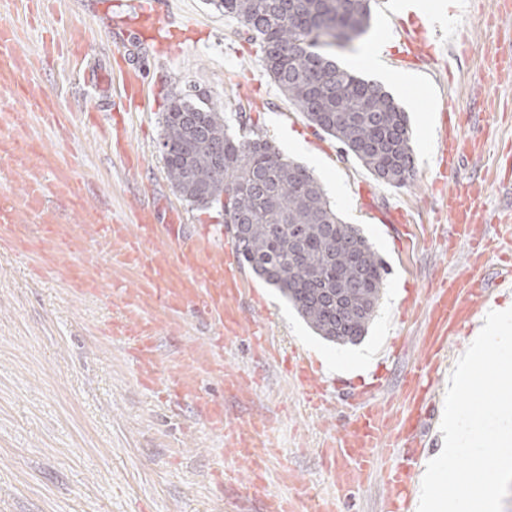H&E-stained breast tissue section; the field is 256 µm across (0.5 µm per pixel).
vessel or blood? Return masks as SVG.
Masks as SVG:
<instances>
[{
    "instance_id": "obj_1",
    "label": "vessel or blood",
    "mask_w": 512,
    "mask_h": 512,
    "mask_svg": "<svg viewBox=\"0 0 512 512\" xmlns=\"http://www.w3.org/2000/svg\"><path fill=\"white\" fill-rule=\"evenodd\" d=\"M17 57L13 30L8 21L0 22V81L17 79V68L10 62ZM431 65L436 56L430 51L418 28L403 29L396 64L409 61ZM25 115L21 112H1L0 128H15L16 136L9 149L0 155L10 166L26 170L28 177L22 191L12 201L0 205V240L16 244L20 229L19 217H38L40 224L35 238L39 274L55 272L61 256L77 257L68 274L73 292L89 293V278L80 258L87 248L108 253L115 262L135 270L140 286L128 299V313L114 321L111 332L127 345L136 374L141 383L160 398L198 401L199 410L209 428L221 435L227 448L232 449L234 465L231 479H245L253 496L263 504V512H303V502L288 500L273 494L261 473L262 459L258 448L265 442L256 427L234 423L228 418L223 403L199 401L197 389L186 375L161 381L158 367L159 327L157 311L171 314L186 306H202L219 332L233 339L238 335L240 319L236 301L243 292L239 277V256L235 246L217 248L215 230L194 235L185 231L176 215H169L167 230L179 242L176 257L162 252L145 253L144 246L154 240L156 226L152 214L140 211L136 228L112 223L104 211L93 205L83 187L72 181L56 156L46 153L22 135ZM439 149L449 162L461 155H476V148L462 146L457 132L445 128ZM64 201L70 212L78 214L82 223L74 227L60 223L51 208L52 201ZM478 186L448 191V212L453 218L452 241L478 245L480 215ZM497 288H512V264L487 276L482 265H473L466 274L449 277L440 289L431 311L432 330L423 343L422 356L407 369L402 386L411 393L434 394L438 372L452 365L451 351L462 339L467 325L478 315L483 299ZM221 341L206 343L192 357L193 364L206 370L223 363ZM298 385L306 400L316 407L326 406L329 398L327 380L317 374L303 352H296ZM351 409L338 437L323 448L325 470L332 485L331 495L318 498L317 512H334L338 500L351 497L371 477H379L384 495L381 512H408L410 490L419 475L420 454L412 446L418 443L419 429L426 416L424 405H415L408 423L395 427L388 408L374 402L368 391L354 387L345 393Z\"/></svg>"
}]
</instances>
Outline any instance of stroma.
Wrapping results in <instances>:
<instances>
[{
	"label": "stroma",
	"mask_w": 512,
	"mask_h": 512,
	"mask_svg": "<svg viewBox=\"0 0 512 512\" xmlns=\"http://www.w3.org/2000/svg\"><path fill=\"white\" fill-rule=\"evenodd\" d=\"M116 0H14L7 14L19 47L32 65L24 82L54 95L67 113L63 129L30 114L26 131L66 161H78L86 192L108 216L136 221L138 206H159L160 217L178 211L199 230L223 224L221 204L199 207L183 200L169 181L161 150L162 114L178 89L194 84L208 105L224 112L230 132L255 125L290 159L311 169L325 186L340 218L355 225L382 260L385 289L366 336L338 345L317 336L280 291L244 270L243 316L265 320L281 358L303 349L314 361L350 357L374 345L383 356L374 375L382 381L377 401L403 399L402 376L418 358L429 332L436 288L467 270L468 244L448 246L451 219L436 188L442 178L438 149L450 114L464 115L462 141L480 143L481 159L452 170L451 185L463 188L484 178L485 218L478 232L487 247L482 261L492 272L503 250L498 219L512 207V75L499 74L497 55L512 52V18L490 23L496 0H429L427 21L415 13L394 16L373 0L362 42L395 47L402 28L422 23L436 43L435 73L409 67L413 85L398 88L385 75L394 66L380 56L358 75L384 84L404 108L412 130L416 176L412 184L381 183L346 155L335 138L311 125L267 75L257 45L213 0H157L160 20L135 14L118 18ZM135 45L136 74L150 90L148 111L97 110L94 70L112 75V98L123 93L124 48ZM400 207L405 224L390 229L378 210ZM72 257L51 276L35 277L31 260L0 247V512H262L245 482L219 481L218 467L233 455L210 431L195 405L157 399L144 390L119 339L105 331L124 310L111 281L128 288L107 255L88 265L99 291L73 294L67 283ZM172 331L161 316V378L174 361L193 373L205 400L222 401L232 419L267 426L271 439L267 479L273 492L316 494L325 486L322 445L343 426L340 413L315 412L280 360L255 352L248 331L225 342V367L249 383L245 394L224 391L222 369L194 370L193 347L212 336L201 306L186 307Z\"/></svg>",
	"instance_id": "1"
}]
</instances>
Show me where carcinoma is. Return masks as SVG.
Instances as JSON below:
<instances>
[{
	"label": "carcinoma",
	"instance_id": "obj_1",
	"mask_svg": "<svg viewBox=\"0 0 512 512\" xmlns=\"http://www.w3.org/2000/svg\"><path fill=\"white\" fill-rule=\"evenodd\" d=\"M259 44L268 76L315 128L377 180L415 177L408 117L376 81L341 67L329 48L366 32L371 0H218ZM175 92L162 115L169 181L187 202L223 203L239 258L278 288L313 331L356 344L374 317L385 269L369 241L338 216L307 167L253 125L231 135L224 113Z\"/></svg>",
	"mask_w": 512,
	"mask_h": 512
}]
</instances>
